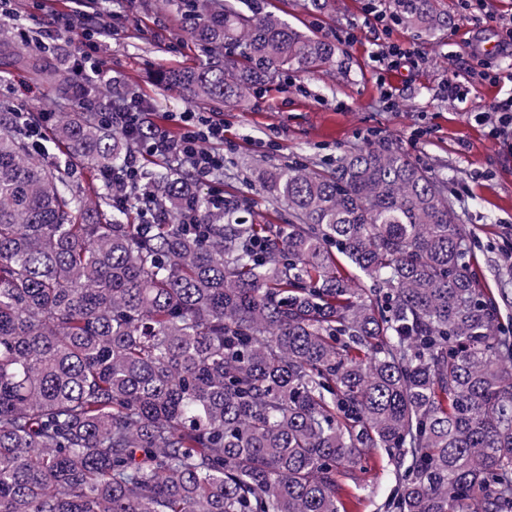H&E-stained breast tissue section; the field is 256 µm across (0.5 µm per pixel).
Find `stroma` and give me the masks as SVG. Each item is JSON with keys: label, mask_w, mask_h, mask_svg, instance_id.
Segmentation results:
<instances>
[{"label": "stroma", "mask_w": 512, "mask_h": 512, "mask_svg": "<svg viewBox=\"0 0 512 512\" xmlns=\"http://www.w3.org/2000/svg\"><path fill=\"white\" fill-rule=\"evenodd\" d=\"M265 9L287 18L308 35L336 45V63L327 72L275 77L246 101L212 111L224 122V173L203 190L239 196L263 224H284L288 212L273 205L246 181L256 160L318 166L344 150L374 141L398 146L417 165L448 179L463 223L474 233L471 267L482 288L499 303L503 325L512 324V151L490 138L474 112L512 95V53L485 54L481 44L499 41L501 25L512 19V0H490L479 24L461 15L459 0H438L448 28L429 31L392 18V0H337L330 11L314 12L303 0H262ZM111 17L112 37L101 58L108 76L132 84L153 104L149 120L157 130L177 135L173 117L195 104L159 82L163 69L199 65L200 44L188 34L180 13L162 0H97ZM388 15L384 33L366 22L370 6ZM387 44L410 49L404 65L377 70L372 57ZM499 81L479 78V71ZM465 83V101L441 95L449 75ZM395 89L393 99L384 92ZM48 89L36 75L14 72L0 83V101L21 112L44 111ZM346 491L362 485L358 512H386L395 484L385 455L370 454L351 476Z\"/></svg>", "instance_id": "stroma-1"}]
</instances>
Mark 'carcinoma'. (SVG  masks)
<instances>
[{
  "label": "carcinoma",
  "instance_id": "obj_1",
  "mask_svg": "<svg viewBox=\"0 0 512 512\" xmlns=\"http://www.w3.org/2000/svg\"><path fill=\"white\" fill-rule=\"evenodd\" d=\"M162 2L205 47L162 74L192 101L336 59L258 0ZM394 5L448 26L436 0ZM79 67L0 29V79L31 72L69 104L47 141L111 171L132 142L87 115L103 72ZM13 114L0 103V512H350L338 477L370 450L394 467L388 512H512V331L447 180L369 143L255 167L286 224L213 208L175 158L92 203Z\"/></svg>",
  "mask_w": 512,
  "mask_h": 512
}]
</instances>
